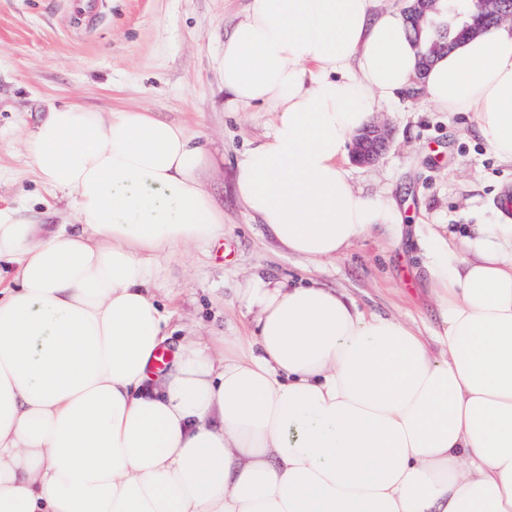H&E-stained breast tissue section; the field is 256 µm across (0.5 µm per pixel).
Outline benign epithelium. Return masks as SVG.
Wrapping results in <instances>:
<instances>
[{"mask_svg": "<svg viewBox=\"0 0 512 512\" xmlns=\"http://www.w3.org/2000/svg\"><path fill=\"white\" fill-rule=\"evenodd\" d=\"M438 0H409L404 11L406 21L416 34H421L425 25L435 28L444 35L453 26L459 27L458 34L468 36L483 32L490 27L512 20V6L509 0H471L475 12L463 13L450 10L446 13L436 9ZM387 139L377 125H371L354 138L353 158L359 163H371L377 160L386 148Z\"/></svg>", "mask_w": 512, "mask_h": 512, "instance_id": "benign-epithelium-1", "label": "benign epithelium"}]
</instances>
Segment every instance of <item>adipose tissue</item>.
Wrapping results in <instances>:
<instances>
[{"mask_svg":"<svg viewBox=\"0 0 512 512\" xmlns=\"http://www.w3.org/2000/svg\"><path fill=\"white\" fill-rule=\"evenodd\" d=\"M403 16L375 0H249L220 61L233 107L270 129L235 192L286 252L336 259L390 196L354 187V134L415 84L472 115L512 165V26L458 41L420 71ZM34 171L77 221L43 231L0 208V512H512V211L420 239L447 350L317 281L254 274L243 336L179 341L162 263L224 233L185 127L76 102L25 136Z\"/></svg>","mask_w":512,"mask_h":512,"instance_id":"adipose-tissue-1","label":"adipose tissue"}]
</instances>
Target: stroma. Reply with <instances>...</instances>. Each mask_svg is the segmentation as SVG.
Listing matches in <instances>:
<instances>
[{
    "label": "stroma",
    "instance_id": "stroma-1",
    "mask_svg": "<svg viewBox=\"0 0 512 512\" xmlns=\"http://www.w3.org/2000/svg\"><path fill=\"white\" fill-rule=\"evenodd\" d=\"M247 0H104L91 26L73 22V0H0V206H25L47 229L76 220L72 199L36 175L24 136L53 104L76 101L100 112L139 110L182 124L205 143L203 189L224 212V234L205 248L166 260L159 300H172L170 344L193 331L234 336L248 324L233 294L254 273L294 282L310 278L340 290L368 314L396 317L435 335L439 308L426 283V259L413 237L394 245L376 234L347 255L312 264L280 250L234 189L239 153L263 136L269 117L240 112L224 92L216 60ZM389 136L372 165L350 164L366 193L390 191L409 224H476L467 199L512 196V166L499 162L467 114L448 115L408 94L375 109Z\"/></svg>",
    "mask_w": 512,
    "mask_h": 512
}]
</instances>
